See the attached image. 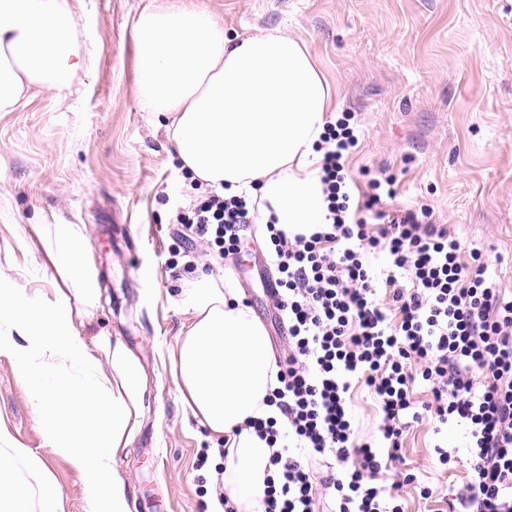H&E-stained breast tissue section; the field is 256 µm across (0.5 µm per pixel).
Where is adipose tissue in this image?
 Returning a JSON list of instances; mask_svg holds the SVG:
<instances>
[{
  "label": "adipose tissue",
  "instance_id": "adipose-tissue-1",
  "mask_svg": "<svg viewBox=\"0 0 512 512\" xmlns=\"http://www.w3.org/2000/svg\"><path fill=\"white\" fill-rule=\"evenodd\" d=\"M135 95L167 118L175 158L191 183L258 195L261 220L310 235L328 214L315 149L331 87L303 41L281 31L231 32L182 4L143 10L134 23ZM90 34L69 0H0V112L31 91L56 96L89 68ZM20 249L41 251L50 293L0 272V356L34 393L45 447L64 458L88 512H130L118 467L145 424L149 381L139 357L110 331L89 332L103 289L82 224H29ZM177 304L187 315L169 362L183 404L208 440L224 445L223 487L207 512H261L272 453L249 422L278 417L277 385L262 325L228 279L194 272ZM43 460L0 429V512H64Z\"/></svg>",
  "mask_w": 512,
  "mask_h": 512
}]
</instances>
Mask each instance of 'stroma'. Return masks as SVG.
<instances>
[{"mask_svg": "<svg viewBox=\"0 0 512 512\" xmlns=\"http://www.w3.org/2000/svg\"><path fill=\"white\" fill-rule=\"evenodd\" d=\"M170 0H75V16L95 39V61L70 92H33L0 112V271L30 289L41 253L17 246L24 225H85L105 287L94 328H106L141 359L152 398L146 422L119 461L132 512H205L216 462L210 442L185 411L168 353L187 321L168 261L177 248L175 212L197 190L172 157L166 119L134 96L133 25L141 11ZM228 30L281 29L310 48L335 96L332 109L355 113L361 128L352 175L389 169L398 194L388 210H431L467 247L480 248L489 274L512 290V0H195ZM261 230L239 254L197 265L230 279L263 322L277 355L287 342L261 286L273 270ZM358 442L376 443L381 411L367 388L351 395ZM0 428L41 456L66 497V512L87 502L68 462L48 454L31 390L0 357ZM429 422L414 425L384 486L398 484L405 512H436L402 479L418 468L426 482L458 490L468 469L436 462Z\"/></svg>", "mask_w": 512, "mask_h": 512, "instance_id": "obj_1", "label": "stroma"}]
</instances>
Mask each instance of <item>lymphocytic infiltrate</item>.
Wrapping results in <instances>:
<instances>
[{
  "mask_svg": "<svg viewBox=\"0 0 512 512\" xmlns=\"http://www.w3.org/2000/svg\"><path fill=\"white\" fill-rule=\"evenodd\" d=\"M358 143L351 112L320 137L329 212L320 231L290 237L266 224L277 281L270 297L288 335L266 403L286 418L294 442L280 444L274 418L250 422L273 447L264 512H404L376 477L426 419L438 435L465 427L469 481L453 495L434 493L413 472L404 484L425 500L440 495L449 512H512V293L488 275L480 249L429 223L428 208L402 216L378 209L396 194L393 175L370 178L368 198L357 199L345 163ZM257 213L248 196L215 192L178 212L185 269L198 246L219 261L240 251ZM381 255L382 278L372 264ZM419 384L430 401L417 402ZM359 385L382 412L375 445L357 441L350 396ZM321 459L327 471L318 477L312 465Z\"/></svg>",
  "mask_w": 512,
  "mask_h": 512,
  "instance_id": "lymphocytic-infiltrate-1",
  "label": "lymphocytic infiltrate"
}]
</instances>
